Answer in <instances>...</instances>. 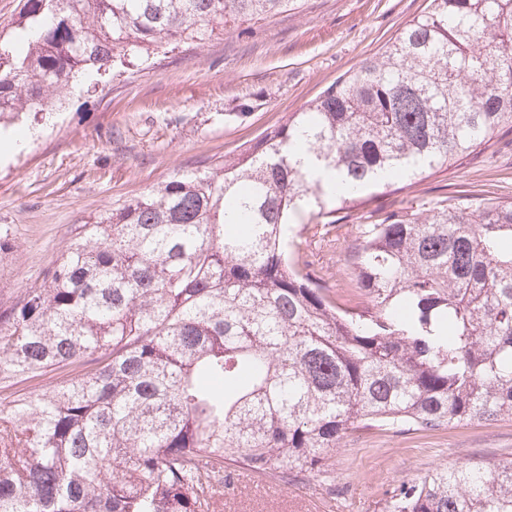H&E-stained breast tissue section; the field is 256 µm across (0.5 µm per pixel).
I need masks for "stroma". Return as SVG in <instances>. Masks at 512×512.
<instances>
[{"instance_id":"stroma-1","label":"stroma","mask_w":512,"mask_h":512,"mask_svg":"<svg viewBox=\"0 0 512 512\" xmlns=\"http://www.w3.org/2000/svg\"><path fill=\"white\" fill-rule=\"evenodd\" d=\"M429 0H301L268 20L155 55L96 87L74 83L48 121H16L0 140V307L39 284L75 227L169 179L207 170L321 91L426 10ZM23 137L21 148L9 142ZM512 201V134L412 186L366 190L336 223L296 225L291 257L338 307L361 299L352 254L366 222L421 214L457 197ZM512 457V419L432 432L361 430L328 472L269 491L236 470L222 512H379L390 493L432 469Z\"/></svg>"}]
</instances>
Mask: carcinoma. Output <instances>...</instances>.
Returning a JSON list of instances; mask_svg holds the SVG:
<instances>
[{
    "mask_svg": "<svg viewBox=\"0 0 512 512\" xmlns=\"http://www.w3.org/2000/svg\"><path fill=\"white\" fill-rule=\"evenodd\" d=\"M289 2L23 0L0 30V127L52 112L86 72ZM504 133L512 0H430L223 163L78 225L0 309V384L66 371L0 407V512H219L230 469L288 485L353 431L512 417V202L365 225L358 312L287 253L305 212L331 218ZM381 512H512V457L438 467Z\"/></svg>",
    "mask_w": 512,
    "mask_h": 512,
    "instance_id": "obj_1",
    "label": "carcinoma"
}]
</instances>
